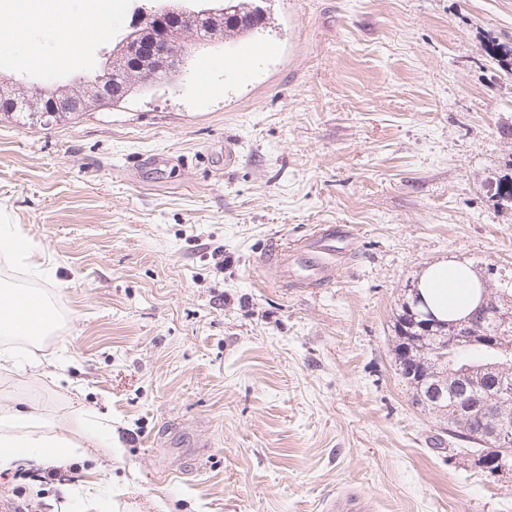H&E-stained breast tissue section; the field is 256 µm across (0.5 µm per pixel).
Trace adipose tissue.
<instances>
[{
    "label": "adipose tissue",
    "instance_id": "obj_1",
    "mask_svg": "<svg viewBox=\"0 0 512 512\" xmlns=\"http://www.w3.org/2000/svg\"><path fill=\"white\" fill-rule=\"evenodd\" d=\"M419 293L442 320L465 316L480 301L482 285L470 267L449 260L428 266L418 282ZM58 316L43 291L0 282V337L32 342L53 333ZM113 444L112 422L102 416L80 417L64 427L45 414L36 395L21 397L0 412V470L22 461L63 467L86 448Z\"/></svg>",
    "mask_w": 512,
    "mask_h": 512
}]
</instances>
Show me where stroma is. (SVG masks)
<instances>
[{
    "mask_svg": "<svg viewBox=\"0 0 512 512\" xmlns=\"http://www.w3.org/2000/svg\"><path fill=\"white\" fill-rule=\"evenodd\" d=\"M60 0L98 37L41 27L19 64L0 27V77L46 90L101 73L149 0ZM274 43L249 82L199 50L176 85L48 124L0 115V221L49 257L0 260V281L53 296L54 335L0 368V409L27 393L61 421L106 415L121 445L54 480L0 471V501L52 512L103 484L129 512H512V475L439 448L446 419L417 408L394 362V318L423 270L462 260L512 274V0H263ZM239 161L224 167V142ZM164 153L171 166L148 170ZM349 224L324 288H279L274 241ZM64 354L67 380L33 362ZM325 510V512H366L369 506L358 496L343 494L330 500Z\"/></svg>",
    "mask_w": 512,
    "mask_h": 512,
    "instance_id": "stroma-1",
    "label": "stroma"
}]
</instances>
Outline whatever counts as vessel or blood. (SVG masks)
Wrapping results in <instances>:
<instances>
[{"label": "vessel or blood", "mask_w": 512, "mask_h": 512, "mask_svg": "<svg viewBox=\"0 0 512 512\" xmlns=\"http://www.w3.org/2000/svg\"><path fill=\"white\" fill-rule=\"evenodd\" d=\"M260 53L259 46L251 41H242L234 57L224 58L222 68L225 75L235 81L245 82L252 76V61ZM353 237L351 226L328 224L319 228L299 246L288 248L277 245L263 259V268L270 271L280 285L298 284L323 287L331 284L336 271V245ZM369 506L362 498L344 494L333 498L326 512H368Z\"/></svg>", "instance_id": "b4317fda"}]
</instances>
